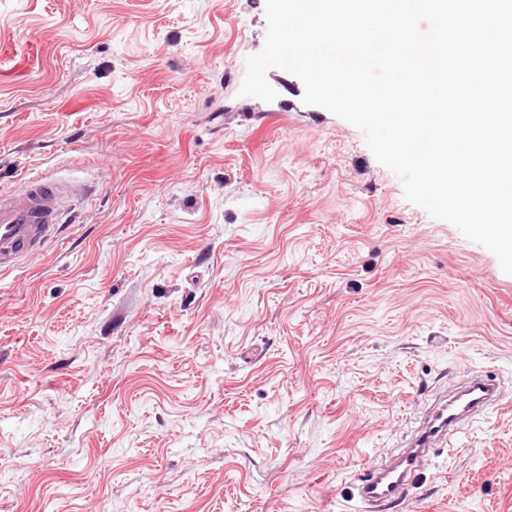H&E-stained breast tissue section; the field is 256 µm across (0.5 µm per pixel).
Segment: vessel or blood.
Returning <instances> with one entry per match:
<instances>
[{"mask_svg": "<svg viewBox=\"0 0 512 512\" xmlns=\"http://www.w3.org/2000/svg\"><path fill=\"white\" fill-rule=\"evenodd\" d=\"M80 201V195L71 186L47 178L26 179L17 192L0 191V272L31 260L47 245L58 242L65 206L76 207ZM467 389L482 407L498 398L497 386L487 379L471 380ZM472 413L473 409L468 407L451 415L446 404H439L413 438L403 467L393 476H386L370 460H362L358 487L362 501L396 499L432 444Z\"/></svg>", "mask_w": 512, "mask_h": 512, "instance_id": "1", "label": "vessel or blood"}]
</instances>
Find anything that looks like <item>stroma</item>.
<instances>
[{
    "mask_svg": "<svg viewBox=\"0 0 512 512\" xmlns=\"http://www.w3.org/2000/svg\"><path fill=\"white\" fill-rule=\"evenodd\" d=\"M265 0H0V190L94 198L0 275V512H367L436 389L512 387V275L362 132L240 96ZM379 512H512V412Z\"/></svg>",
    "mask_w": 512,
    "mask_h": 512,
    "instance_id": "stroma-1",
    "label": "stroma"
}]
</instances>
